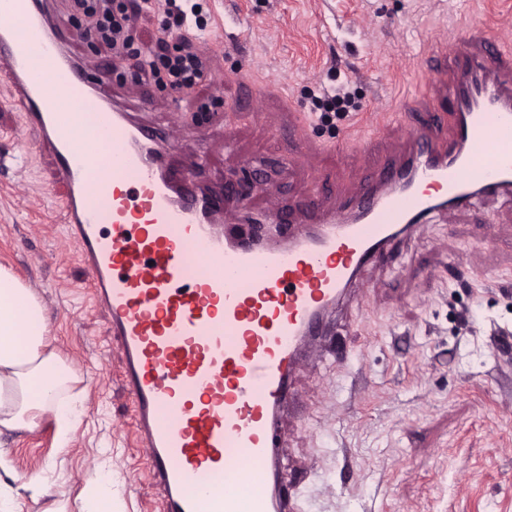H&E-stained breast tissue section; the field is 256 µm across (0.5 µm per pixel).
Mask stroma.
Instances as JSON below:
<instances>
[{"instance_id":"1","label":"stroma","mask_w":512,"mask_h":512,"mask_svg":"<svg viewBox=\"0 0 512 512\" xmlns=\"http://www.w3.org/2000/svg\"><path fill=\"white\" fill-rule=\"evenodd\" d=\"M507 0H204L215 56L194 97L175 100L128 77L130 109L178 127L175 163L208 187L246 160L273 167L286 205L357 187L371 161L405 148L428 109V56L470 32L496 42ZM351 82L357 108L335 125L308 121V89ZM220 98L199 116L198 100ZM305 134H298L301 122ZM361 135L360 149L337 152ZM52 155L26 130L0 75V266L34 290L48 342L72 365L87 411L66 447L52 419L16 436L19 481L49 473L22 512H78L96 465L112 474L114 512H159L136 439L134 407L109 318L63 234ZM480 223L497 227L480 237ZM362 276L363 302L336 314L350 366L322 355L296 370L284 466L304 474L302 512H512V200L442 210Z\"/></svg>"}]
</instances>
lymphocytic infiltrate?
I'll use <instances>...</instances> for the list:
<instances>
[{
	"label": "lymphocytic infiltrate",
	"mask_w": 512,
	"mask_h": 512,
	"mask_svg": "<svg viewBox=\"0 0 512 512\" xmlns=\"http://www.w3.org/2000/svg\"><path fill=\"white\" fill-rule=\"evenodd\" d=\"M160 15L158 35L153 47L134 45L131 31L142 12ZM200 0L190 8L177 0H70L68 20L83 34L109 46L116 56L127 62V70L135 84L157 83L173 93L190 96L207 79L213 52L205 37L207 29ZM178 40L176 52L167 45ZM312 117L329 124L348 116L355 107V94L348 85L316 84L310 91Z\"/></svg>",
	"instance_id": "obj_1"
}]
</instances>
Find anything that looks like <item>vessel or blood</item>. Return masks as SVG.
I'll list each match as a JSON object with an SVG mask.
<instances>
[{
	"mask_svg": "<svg viewBox=\"0 0 512 512\" xmlns=\"http://www.w3.org/2000/svg\"><path fill=\"white\" fill-rule=\"evenodd\" d=\"M0 15L23 24L0 28V73L51 149L61 221L110 318L161 512H301L280 465L292 376L398 234L443 202L512 193V51L461 38L404 151L335 208L271 200L265 221L280 232L258 242L232 185L206 195L193 170L170 173L174 128L137 119L123 89L68 53L49 0H0ZM244 459L271 473L270 493L225 496V470Z\"/></svg>",
	"mask_w": 512,
	"mask_h": 512,
	"instance_id": "obj_1",
	"label": "vessel or blood"
}]
</instances>
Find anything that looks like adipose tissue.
Instances as JSON below:
<instances>
[{
	"label": "adipose tissue",
	"mask_w": 512,
	"mask_h": 512,
	"mask_svg": "<svg viewBox=\"0 0 512 512\" xmlns=\"http://www.w3.org/2000/svg\"><path fill=\"white\" fill-rule=\"evenodd\" d=\"M74 370L51 350L44 308L30 287L0 266V512H19L7 436L52 416L60 445L85 413L67 386Z\"/></svg>",
	"instance_id": "obj_1"
}]
</instances>
